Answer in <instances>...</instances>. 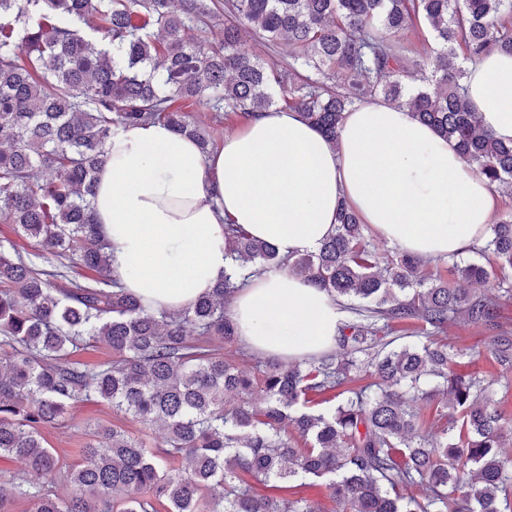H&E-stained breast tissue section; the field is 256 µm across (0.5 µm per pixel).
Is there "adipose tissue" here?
<instances>
[{"instance_id":"adipose-tissue-1","label":"adipose tissue","mask_w":512,"mask_h":512,"mask_svg":"<svg viewBox=\"0 0 512 512\" xmlns=\"http://www.w3.org/2000/svg\"><path fill=\"white\" fill-rule=\"evenodd\" d=\"M466 85L481 127L512 142V55L469 65ZM498 201L454 142L373 99L347 113L332 143L298 111L279 109L256 114L207 155L157 123L118 130L93 207L125 291L178 312L223 280L225 225L291 258L321 246L344 203L389 244L438 259L481 244ZM229 309L249 350L285 360L331 349L341 319L324 291L275 268Z\"/></svg>"}]
</instances>
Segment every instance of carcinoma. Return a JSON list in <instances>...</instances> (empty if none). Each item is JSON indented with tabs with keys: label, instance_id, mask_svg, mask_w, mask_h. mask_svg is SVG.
<instances>
[{
	"label": "carcinoma",
	"instance_id": "cac0c4a2",
	"mask_svg": "<svg viewBox=\"0 0 512 512\" xmlns=\"http://www.w3.org/2000/svg\"><path fill=\"white\" fill-rule=\"evenodd\" d=\"M418 23L433 41L423 55L399 40ZM250 39L285 45L288 63L243 51ZM492 51L512 53V0H0V224L36 248L0 240V457L17 464L0 470V512L16 498L33 512H321L293 496L309 478L334 512H512V418L496 398L512 331L472 288L492 276L484 265H455L450 288L421 259L372 252L343 205L334 233L294 258L227 225L231 272L190 309L156 312L121 289L90 203L120 128L160 123L207 153L189 106L279 108L334 142L368 98L408 108L512 195V144L464 96L465 64ZM475 252L495 257L511 292L512 213ZM74 265L97 276L76 280ZM270 268L352 303L355 318L338 323L334 351L270 357L251 375L222 352L237 337L228 302L238 278ZM457 316L491 333L500 375L457 371L465 352L433 340ZM407 320L427 326L424 341L390 337ZM90 343L112 360H71ZM360 375L369 382L350 386ZM92 398L159 432L158 446L98 425L63 468L39 428ZM431 402L447 419L439 443L421 414ZM270 482L283 494L255 492Z\"/></svg>",
	"mask_w": 512,
	"mask_h": 512
}]
</instances>
